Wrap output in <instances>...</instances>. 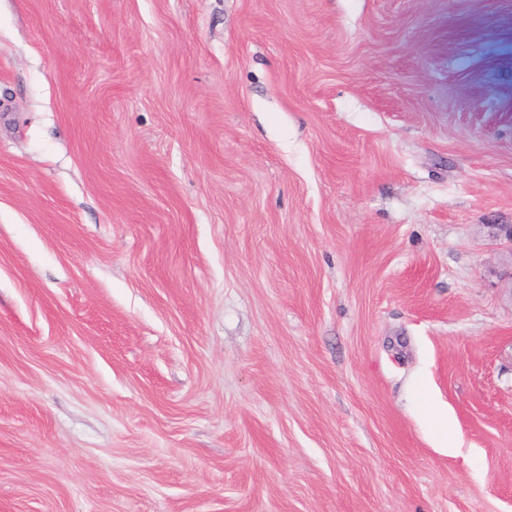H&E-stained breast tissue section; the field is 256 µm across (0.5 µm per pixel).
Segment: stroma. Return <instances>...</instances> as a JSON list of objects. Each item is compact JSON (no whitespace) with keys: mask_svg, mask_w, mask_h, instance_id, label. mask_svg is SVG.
I'll return each mask as SVG.
<instances>
[{"mask_svg":"<svg viewBox=\"0 0 512 512\" xmlns=\"http://www.w3.org/2000/svg\"><path fill=\"white\" fill-rule=\"evenodd\" d=\"M492 224L512 0H0V512H512ZM425 411L433 418L436 433L441 442L442 448H447L448 453H453L457 450L453 426L448 419V415L439 414L431 403H425Z\"/></svg>","mask_w":512,"mask_h":512,"instance_id":"obj_1","label":"stroma"}]
</instances>
